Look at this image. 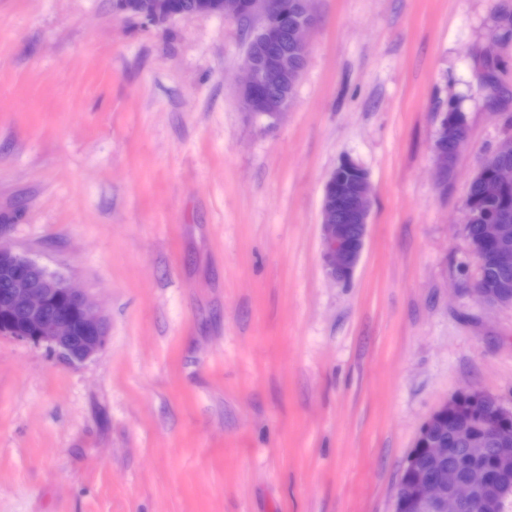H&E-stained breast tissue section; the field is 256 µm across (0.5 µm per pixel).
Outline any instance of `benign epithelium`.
<instances>
[{
    "mask_svg": "<svg viewBox=\"0 0 512 512\" xmlns=\"http://www.w3.org/2000/svg\"><path fill=\"white\" fill-rule=\"evenodd\" d=\"M301 16L288 18L274 14L271 0H196L188 11H171L165 0H113V8L122 14L151 25H162L177 17L211 15L234 19L258 18L248 39L240 85V99L245 111L270 124L279 123L293 101L288 87L297 83L302 70L298 57H307L308 38L314 28L312 0H301ZM290 35L292 50L286 49L261 57L259 43L268 40L274 29ZM467 138V130L448 123L441 115L435 144V166L442 182L448 181L454 162ZM512 152V138L504 140L487 157L476 177L485 168L495 167L496 183L512 185V165L499 163V157ZM372 185L363 175L359 187L348 192L344 182L331 173L322 198V244L326 273L335 282H348L357 267L365 246L370 215ZM357 222L356 233L346 224L347 217ZM489 235L496 258L512 265V223L489 225ZM476 292L492 306H510L487 288L482 264H477ZM0 335L17 341L44 345L70 364L82 363L108 341V334L97 309L87 296L69 281L48 271L31 257L0 242ZM444 401L422 423L415 442L429 445L426 454L438 466L422 468L416 450H411L402 471L395 499V512H465L476 505L486 506L491 498L512 496V427L505 428L491 420L485 428L493 435L501 458L500 467L489 472L476 458L465 462L466 476L443 466L453 453L441 436L446 432H462L461 426L448 419Z\"/></svg>",
    "mask_w": 512,
    "mask_h": 512,
    "instance_id": "7a95c632",
    "label": "benign epithelium"
}]
</instances>
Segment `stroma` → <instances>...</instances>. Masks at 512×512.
Wrapping results in <instances>:
<instances>
[{"label": "stroma", "instance_id": "obj_1", "mask_svg": "<svg viewBox=\"0 0 512 512\" xmlns=\"http://www.w3.org/2000/svg\"><path fill=\"white\" fill-rule=\"evenodd\" d=\"M286 118L240 107L244 27L0 0V242L81 288L106 346L0 336V512H393L421 423L512 409V306L476 294L471 177L512 136V0H313ZM468 141L436 181L439 107ZM373 186L349 283L329 175ZM342 166H355L363 172L359 187L353 192L344 189V182L336 175V169L330 174L322 198V244L323 261L326 273L335 282H348L357 267L365 246L370 215L372 185L367 173L351 159H346ZM345 201V211L340 216V200ZM336 201V204H335ZM352 216L357 222L340 219ZM348 224L357 225L355 234Z\"/></svg>", "mask_w": 512, "mask_h": 512}]
</instances>
